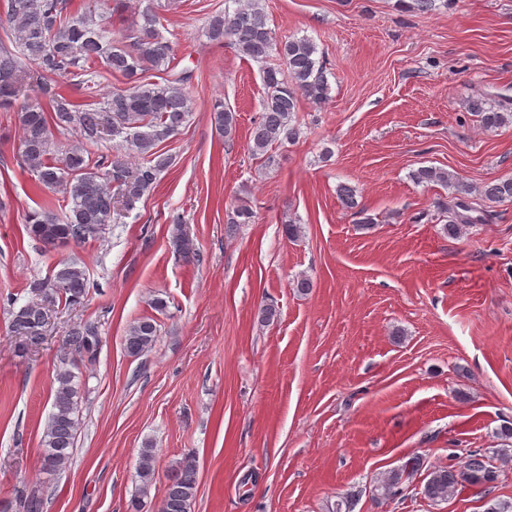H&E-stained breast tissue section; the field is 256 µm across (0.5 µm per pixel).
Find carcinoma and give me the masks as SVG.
Returning <instances> with one entry per match:
<instances>
[{
	"mask_svg": "<svg viewBox=\"0 0 512 512\" xmlns=\"http://www.w3.org/2000/svg\"><path fill=\"white\" fill-rule=\"evenodd\" d=\"M234 2L233 11H219L208 18L205 35L218 44L227 41L242 56L263 64L265 95L250 133V150L265 155L300 138L302 130L295 122L300 99L316 105L328 100L327 63L306 37L277 42L261 0ZM95 3L90 0L75 9L71 0H5V18H0V112L17 115L20 165L40 186L60 191L69 205L61 217L48 206L25 214L27 233L46 248L65 240L76 244L96 240L108 225L130 217L172 164L162 143L175 136L193 112L187 91L193 74L187 69L175 71L173 41L159 31L161 4L147 0L138 19L116 33L111 16L123 15L125 0H113L109 16L97 13ZM273 53L279 63L269 65L267 59ZM150 71L163 72L165 77L152 81ZM104 72L122 77L124 86L103 91L98 77ZM60 79L68 81L85 101L79 103L63 93L57 86ZM469 109L487 131L512 123L511 112L488 108L483 99H470ZM212 112L217 131L232 139L237 113L221 100L214 102ZM56 131L74 135L77 144L59 150L54 142ZM107 140L112 147L101 149ZM410 178L417 184L453 188L457 202L446 225L453 234L476 223L468 215V196L477 193L491 202L512 201V178L474 187L435 166L420 167ZM168 220L174 251L187 263L200 262L201 254L186 232L183 217L172 213ZM31 292L49 303L62 301L74 307L88 296L89 278L84 267L60 261L48 277L33 282ZM47 323L48 313L39 302L11 311L10 329L23 338L22 350L39 343ZM159 335L157 319L139 318L125 332L124 351L138 358L154 347ZM100 342L95 323L73 327L67 336L70 365L94 362ZM74 378L68 368L57 374L52 412L42 439L43 470L49 473L66 468L75 446L78 391ZM420 465L417 457L389 471L377 481L378 495H398L403 482L412 479ZM155 472V451L148 445L140 453V487L130 502V512H143ZM495 479L485 456L474 453L461 466L430 468L421 494L432 503L443 502L460 487L484 486ZM166 480L159 512H190L197 485L195 459L183 458Z\"/></svg>",
	"mask_w": 512,
	"mask_h": 512,
	"instance_id": "obj_1",
	"label": "carcinoma"
}]
</instances>
